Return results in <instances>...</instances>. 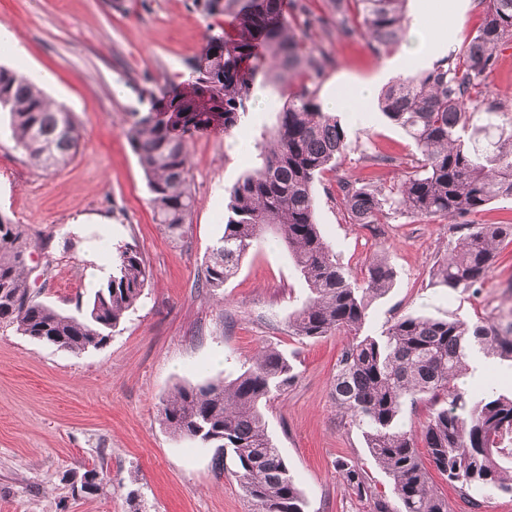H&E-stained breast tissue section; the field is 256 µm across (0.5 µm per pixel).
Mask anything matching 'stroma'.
I'll return each instance as SVG.
<instances>
[{
  "label": "stroma",
  "mask_w": 512,
  "mask_h": 512,
  "mask_svg": "<svg viewBox=\"0 0 512 512\" xmlns=\"http://www.w3.org/2000/svg\"><path fill=\"white\" fill-rule=\"evenodd\" d=\"M0 24L24 48L0 54V66L28 76L50 72L55 83L44 93L74 113L80 132L75 159L48 173L16 147L0 117V214L34 245V298L76 314L111 273L117 243L137 245L151 271L135 310L100 349L75 355L0 323V512H249L237 482L216 468L214 449L173 437L158 405L175 385L236 377L264 347L288 354L297 373L265 416L303 493L304 512H371L369 502L351 496L336 469L340 460L362 464L375 492L398 512L391 480L365 455L360 434L343 427L332 398L343 337L312 341L288 330L309 290L281 244L266 237L220 290L198 286L224 230L225 190L258 165L261 135L276 123L272 104L284 95L264 88L262 104L232 131L216 126L191 137L195 206L179 238L155 223L124 135L133 113L151 108L139 93L144 77L161 88L187 81L209 27L231 31L230 18L208 15L191 0H124L120 11L110 0H0ZM333 57L323 102L346 81L380 89L405 73L390 57L371 56L360 40L335 42ZM482 91L506 103L494 122L512 130V43L502 47ZM340 120L351 147L316 185V221L345 267L361 272L381 253L395 272L390 291L369 306L366 331L381 333L408 314L474 321L511 311V242L499 245L474 297L430 281L453 236L448 221L405 215L387 224L352 223L340 182L372 174L397 181L414 172L420 153L379 110L361 125L346 113ZM243 140L250 144L245 153L238 148ZM372 155L389 162L370 166ZM91 469L99 490L72 494Z\"/></svg>",
  "instance_id": "35a3bbf8"
}]
</instances>
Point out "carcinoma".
I'll list each match as a JSON object with an SVG mask.
<instances>
[{"label": "carcinoma", "mask_w": 512, "mask_h": 512, "mask_svg": "<svg viewBox=\"0 0 512 512\" xmlns=\"http://www.w3.org/2000/svg\"><path fill=\"white\" fill-rule=\"evenodd\" d=\"M281 2L193 0L209 15L232 17L236 34L210 35L208 53L190 64L187 82L162 96L161 108L154 88H141L151 110L134 113L125 136L146 176L156 223L177 236L190 223L187 136L214 123L226 133L236 128L258 80L274 90L296 86L277 110L270 148L260 147V164L228 190L224 231L211 247L201 287H224L265 234L277 235L309 290L288 328L307 339L344 337L332 397L345 424L361 435L367 456L392 481L401 512H449L430 466L477 509V494H512V479L503 477L496 461L506 453L501 441L512 439V395L490 382L465 388L460 376L476 354L512 362V310L475 322L406 315L373 336L364 331L368 308L391 288L395 273L376 255L362 280L352 277L324 242L315 217V181L350 148L346 129L318 100L333 62V39L362 38L371 54H391L407 37L409 0H323L318 11L312 0H291L289 17ZM477 2L486 5L483 21L462 54L448 55L382 92L383 115L417 144L420 166L390 185L373 179L340 183L342 204L355 223L387 224L397 214L452 222L495 200L512 201V131L500 132L491 121L505 104L478 96L501 46L512 40V0ZM469 105L486 115V124L465 141L459 130L471 117ZM0 110L9 113L17 147L41 169L55 171L76 157L80 134L73 114L54 106L24 74L0 67ZM466 229L448 241L447 254L432 267L435 286L484 287L499 243L512 237V224ZM32 248L20 225L0 214V322L75 355L107 343L150 276L136 246L118 244L106 282L84 311L66 315L31 295L26 263ZM295 377L288 356L265 347L235 379L180 385L160 402L161 422L175 438L218 449L221 469L224 458L232 459L231 476L251 512H304L302 492L263 414ZM423 399L439 408L417 435L403 421V411ZM337 468L358 499L373 497L361 464L342 460Z\"/></svg>", "instance_id": "1"}]
</instances>
